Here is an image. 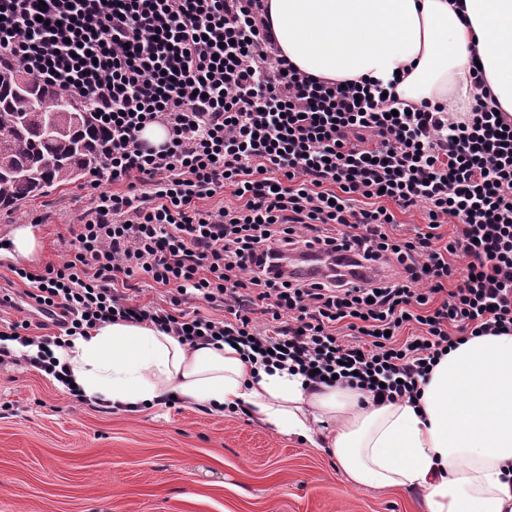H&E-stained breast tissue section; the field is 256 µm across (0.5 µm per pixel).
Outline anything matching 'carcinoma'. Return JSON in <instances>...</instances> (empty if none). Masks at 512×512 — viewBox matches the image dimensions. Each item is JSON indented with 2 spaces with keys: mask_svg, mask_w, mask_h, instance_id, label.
Returning <instances> with one entry per match:
<instances>
[{
  "mask_svg": "<svg viewBox=\"0 0 512 512\" xmlns=\"http://www.w3.org/2000/svg\"><path fill=\"white\" fill-rule=\"evenodd\" d=\"M60 115L67 128L51 130ZM112 131L73 93L46 89L20 66L0 70V209L75 182L101 162Z\"/></svg>",
  "mask_w": 512,
  "mask_h": 512,
  "instance_id": "carcinoma-1",
  "label": "carcinoma"
}]
</instances>
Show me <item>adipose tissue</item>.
<instances>
[{
	"label": "adipose tissue",
	"mask_w": 512,
	"mask_h": 512,
	"mask_svg": "<svg viewBox=\"0 0 512 512\" xmlns=\"http://www.w3.org/2000/svg\"><path fill=\"white\" fill-rule=\"evenodd\" d=\"M278 51L331 81L395 80L404 102L467 111L480 61L490 103L512 117V0H268ZM58 355L87 397L134 406L177 395L243 404L278 433L328 449L356 487L419 489L427 512H512V334L457 345L416 403L253 372L227 345L182 344L149 324L107 322Z\"/></svg>",
	"instance_id": "ef3b65f1"
}]
</instances>
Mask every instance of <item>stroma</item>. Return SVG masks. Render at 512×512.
Returning <instances> with one entry per match:
<instances>
[{
  "instance_id": "stroma-1",
  "label": "stroma",
  "mask_w": 512,
  "mask_h": 512,
  "mask_svg": "<svg viewBox=\"0 0 512 512\" xmlns=\"http://www.w3.org/2000/svg\"><path fill=\"white\" fill-rule=\"evenodd\" d=\"M85 192L63 185L0 211V241L32 225V265L61 263ZM48 214L43 224L32 217ZM0 512H424L417 490L355 487L335 459L253 417L159 402L76 403L47 375L0 363Z\"/></svg>"
}]
</instances>
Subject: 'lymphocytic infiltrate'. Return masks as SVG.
<instances>
[{
    "label": "lymphocytic infiltrate",
    "mask_w": 512,
    "mask_h": 512,
    "mask_svg": "<svg viewBox=\"0 0 512 512\" xmlns=\"http://www.w3.org/2000/svg\"><path fill=\"white\" fill-rule=\"evenodd\" d=\"M265 14L266 0H0V66L76 93L112 130L65 260L15 271L60 333L9 323L0 363L15 338L60 381L54 348L131 321L382 403L416 398L456 345L512 333V122L479 97L454 119L378 81L302 73ZM156 123L153 147L140 134ZM416 208L426 226L398 233ZM296 252L325 274L288 272ZM138 277L163 299L140 301Z\"/></svg>",
    "instance_id": "obj_1"
}]
</instances>
